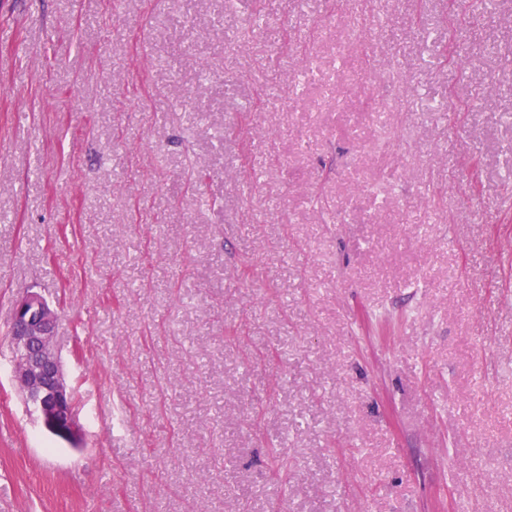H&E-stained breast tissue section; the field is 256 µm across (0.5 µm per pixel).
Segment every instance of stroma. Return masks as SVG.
I'll use <instances>...</instances> for the list:
<instances>
[{"mask_svg": "<svg viewBox=\"0 0 512 512\" xmlns=\"http://www.w3.org/2000/svg\"><path fill=\"white\" fill-rule=\"evenodd\" d=\"M0 512H512V0H0ZM57 328V311L41 293L27 290L18 298L8 336L11 377L33 420L58 439L77 445L83 426L64 379Z\"/></svg>", "mask_w": 512, "mask_h": 512, "instance_id": "obj_1", "label": "stroma"}]
</instances>
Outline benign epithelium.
I'll list each match as a JSON object with an SVG mask.
<instances>
[{
  "label": "benign epithelium",
  "instance_id": "1",
  "mask_svg": "<svg viewBox=\"0 0 512 512\" xmlns=\"http://www.w3.org/2000/svg\"><path fill=\"white\" fill-rule=\"evenodd\" d=\"M58 314L42 294L28 290L15 302L9 330L11 377L26 411L47 432L71 445L83 426L65 382L56 345Z\"/></svg>",
  "mask_w": 512,
  "mask_h": 512
}]
</instances>
